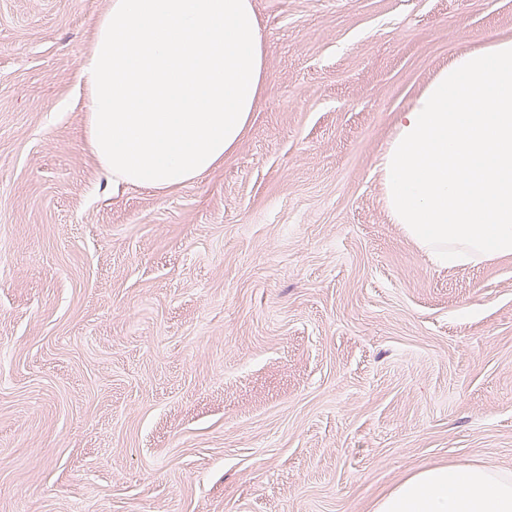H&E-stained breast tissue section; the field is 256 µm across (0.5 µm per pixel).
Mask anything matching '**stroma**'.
Returning a JSON list of instances; mask_svg holds the SVG:
<instances>
[{"mask_svg": "<svg viewBox=\"0 0 512 512\" xmlns=\"http://www.w3.org/2000/svg\"><path fill=\"white\" fill-rule=\"evenodd\" d=\"M108 3L0 0V512H374L512 472V259L432 262L379 167L512 0H254L267 94L163 194L85 144ZM374 512H512V473L482 465L423 469L383 495Z\"/></svg>", "mask_w": 512, "mask_h": 512, "instance_id": "1", "label": "stroma"}]
</instances>
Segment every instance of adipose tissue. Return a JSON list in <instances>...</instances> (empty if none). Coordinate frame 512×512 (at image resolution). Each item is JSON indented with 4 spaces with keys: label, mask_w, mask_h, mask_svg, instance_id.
<instances>
[{
    "label": "adipose tissue",
    "mask_w": 512,
    "mask_h": 512,
    "mask_svg": "<svg viewBox=\"0 0 512 512\" xmlns=\"http://www.w3.org/2000/svg\"><path fill=\"white\" fill-rule=\"evenodd\" d=\"M86 142L118 184L166 192L230 156L267 88L252 0H110L81 73ZM392 223L438 262L512 257V39L451 57L393 117ZM375 512H512V473L420 470Z\"/></svg>",
    "instance_id": "obj_1"
}]
</instances>
